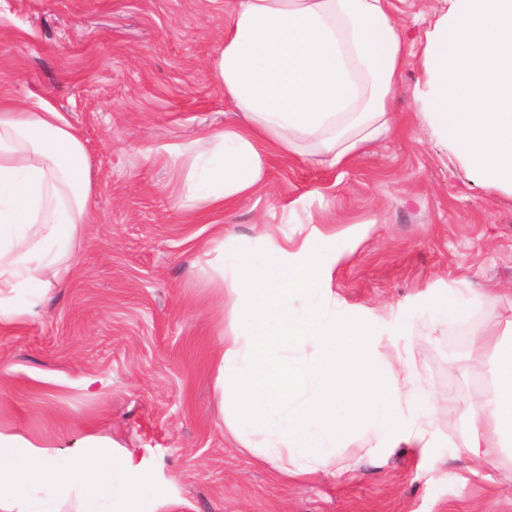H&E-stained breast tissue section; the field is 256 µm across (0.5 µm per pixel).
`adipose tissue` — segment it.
I'll list each match as a JSON object with an SVG mask.
<instances>
[{
  "label": "adipose tissue",
  "mask_w": 512,
  "mask_h": 512,
  "mask_svg": "<svg viewBox=\"0 0 512 512\" xmlns=\"http://www.w3.org/2000/svg\"><path fill=\"white\" fill-rule=\"evenodd\" d=\"M406 56L389 0H233L212 69L244 122L204 133L208 174L189 170L184 196L221 210L261 186L268 150L295 153L306 142L328 167L345 165L392 131ZM98 190L86 146L62 112L38 94L23 103L0 94L1 324L28 315L17 302L27 289L71 281ZM358 238L318 232L263 258H224L237 325L216 363L224 413L233 436L281 478L327 472L360 424L376 434L373 456L392 444L431 446L439 409L413 364L377 363L370 323L337 312L321 287ZM474 343L493 350L475 368L493 394L472 405L459 442L488 461L512 446V333L492 324ZM306 344L315 348L308 359L298 355ZM136 469L132 454H112L95 438L62 457L0 430V512H29L35 494L58 502L78 488V512H102L116 496L122 512H144L150 492Z\"/></svg>",
  "instance_id": "ef3b65f1"
}]
</instances>
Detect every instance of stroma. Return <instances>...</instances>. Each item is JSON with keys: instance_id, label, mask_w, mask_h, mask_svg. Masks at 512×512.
I'll use <instances>...</instances> for the list:
<instances>
[{"instance_id": "1", "label": "stroma", "mask_w": 512, "mask_h": 512, "mask_svg": "<svg viewBox=\"0 0 512 512\" xmlns=\"http://www.w3.org/2000/svg\"><path fill=\"white\" fill-rule=\"evenodd\" d=\"M232 0H0V91L48 98L82 136L100 191L70 284L20 297L0 325V428L60 455L96 437L131 453L157 512H512V453L486 469L456 424L491 396L474 334L512 320V191L470 175L417 98L445 0H391L408 39L395 128L344 166L270 153L262 187L196 221L182 182L206 130L238 122L211 71ZM367 225L330 282L373 321L378 360L409 357L449 415L427 452L367 455L351 433L342 478L285 481L231 434L213 365L232 332L221 244ZM470 290L465 319L437 325L429 295Z\"/></svg>"}]
</instances>
